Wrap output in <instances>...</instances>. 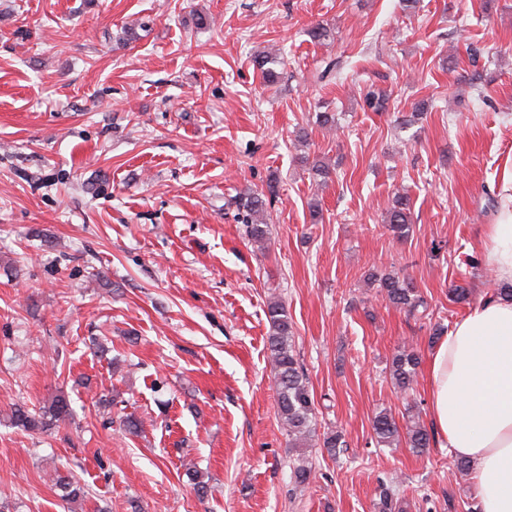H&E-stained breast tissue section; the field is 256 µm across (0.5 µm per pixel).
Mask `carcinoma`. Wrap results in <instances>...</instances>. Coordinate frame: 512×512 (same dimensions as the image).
Wrapping results in <instances>:
<instances>
[{
    "label": "carcinoma",
    "mask_w": 512,
    "mask_h": 512,
    "mask_svg": "<svg viewBox=\"0 0 512 512\" xmlns=\"http://www.w3.org/2000/svg\"><path fill=\"white\" fill-rule=\"evenodd\" d=\"M284 60L260 52L254 56V66L260 72L267 86L276 84L278 72L276 66ZM266 200L259 193H245L238 199V208L250 218L246 233L249 240L258 248H264L268 238V225L262 223L260 216L264 212ZM411 209L408 196L398 194L392 199L387 211L386 223L400 237L409 232ZM371 280L377 282L380 295L395 307L413 315L423 306V300L411 283L396 273L373 274ZM267 316L270 334L267 337L268 358L274 374L277 397V416L286 431L289 443L297 448L307 445L315 438H321L322 447L329 452L340 447L341 435L336 430L317 434L315 402L310 391L309 381L301 367L295 350L292 323L288 309L280 301L268 304ZM420 357L411 346H403L392 359L390 376L394 385L401 391L412 389ZM72 417V407L65 395L55 396L39 412H31L18 406L11 410L9 421L15 428L25 432H44L54 424ZM374 439L377 444L391 447L399 442L400 429L392 414L381 411L372 422ZM406 444L413 451L421 453L430 447L432 433L419 417L407 415L405 425ZM55 485L65 496L76 499L83 494V488L74 484L66 476L57 475Z\"/></svg>",
    "instance_id": "obj_1"
}]
</instances>
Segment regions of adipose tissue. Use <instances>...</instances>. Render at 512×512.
Segmentation results:
<instances>
[{
    "label": "adipose tissue",
    "mask_w": 512,
    "mask_h": 512,
    "mask_svg": "<svg viewBox=\"0 0 512 512\" xmlns=\"http://www.w3.org/2000/svg\"><path fill=\"white\" fill-rule=\"evenodd\" d=\"M485 261L512 281V171L503 176ZM430 416L443 445L468 460L482 512H512V297L487 294L436 343Z\"/></svg>",
    "instance_id": "1"
}]
</instances>
